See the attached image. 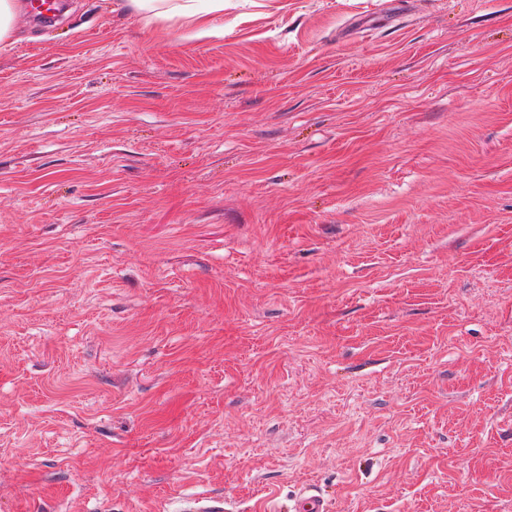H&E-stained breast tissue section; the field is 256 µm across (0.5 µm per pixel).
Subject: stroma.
Here are the masks:
<instances>
[{
	"label": "stroma",
	"mask_w": 512,
	"mask_h": 512,
	"mask_svg": "<svg viewBox=\"0 0 512 512\" xmlns=\"http://www.w3.org/2000/svg\"><path fill=\"white\" fill-rule=\"evenodd\" d=\"M212 23L0 44V512H512V0ZM290 512H329L324 497L315 490H307L294 499Z\"/></svg>",
	"instance_id": "35a3bbf8"
}]
</instances>
